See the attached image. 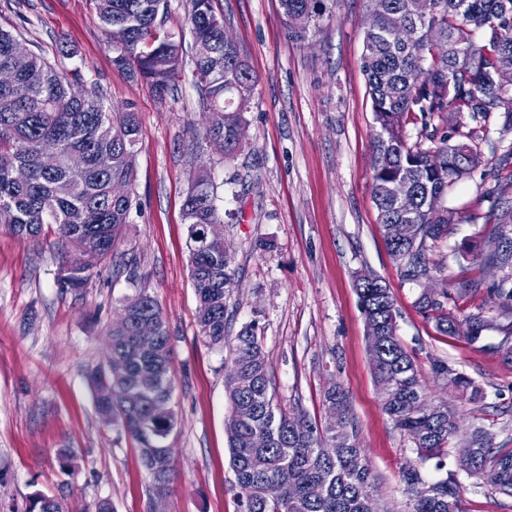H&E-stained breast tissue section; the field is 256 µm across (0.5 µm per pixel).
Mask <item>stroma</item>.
Listing matches in <instances>:
<instances>
[{"label":"stroma","instance_id":"obj_1","mask_svg":"<svg viewBox=\"0 0 512 512\" xmlns=\"http://www.w3.org/2000/svg\"><path fill=\"white\" fill-rule=\"evenodd\" d=\"M224 28L257 79L246 146L226 160L201 131L192 63L175 90L157 96L116 67L94 0H0V26L17 28L30 48L99 86L114 111L132 107L135 206L112 257L84 288L59 287L63 265L53 225L39 237L0 224V512H26L31 497L57 499L65 512L110 499L116 512H240L224 421L225 351L206 346L196 321L183 200L190 173L207 168L217 203L238 212L224 246L240 286L229 300L232 331L263 327L275 403L325 421L332 385L349 401L363 448L391 512L409 508L402 472L416 465L431 482L456 470L457 443L443 460H419L411 440L384 413L355 288L372 274L389 286L398 336L415 360L428 398L448 402L460 435L480 428L497 448H512V320L486 286L500 277L472 261L489 233L494 186L512 187V131L493 113L481 164L448 189L447 239L428 252L424 285L402 281L387 251L371 197L373 117L362 70L370 0H323L309 39L290 38L280 0H220ZM479 278L486 286L445 299L448 312L482 316L477 342L440 334L419 312L423 289ZM155 296L171 336L177 427L174 480L157 498L128 434L104 425L87 374L106 364V330L133 287ZM471 380L478 396L437 378L434 364ZM75 455L63 474L60 449ZM464 512H512V495L463 480Z\"/></svg>","mask_w":512,"mask_h":512}]
</instances>
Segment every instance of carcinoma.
Listing matches in <instances>:
<instances>
[{
  "mask_svg": "<svg viewBox=\"0 0 512 512\" xmlns=\"http://www.w3.org/2000/svg\"><path fill=\"white\" fill-rule=\"evenodd\" d=\"M193 36V79L202 101L204 131L224 139V157L242 151L238 129L247 114L256 78L234 44L224 42V17L217 0H185ZM286 18L302 17V26L288 25L291 38L302 41L310 22L320 17V0H280ZM431 12L420 16L415 0H381V11L365 33L362 69L373 112L371 196L388 251L407 256L402 278L418 282L429 274L430 245L448 236V210L442 200L448 186L481 163L486 121L494 112L504 115L512 130V88H502L499 73L512 69V0H432ZM106 35L114 29L129 32L128 43L112 49L118 67L136 68L160 95L167 94L181 74L184 44L166 29L168 0H94ZM402 14L412 25L413 41L399 44L390 19ZM485 44L478 47L475 36ZM21 34L0 28V69L11 81L0 85V224L17 234L37 236L46 224L56 226L55 245L63 256L95 249L101 259L112 255L115 242L129 223L136 179L134 146L140 135L136 113L113 112L101 94H80L73 81L42 55L32 53L23 63L15 59L14 44ZM449 112L468 113L473 127L465 143L452 144L456 129L439 131L433 124ZM421 124L412 141L404 131L408 117ZM46 149L62 158L83 157L77 168L60 165L47 170ZM26 169L24 182L13 168ZM129 188L124 199L110 193L112 182ZM407 181L414 195L405 204L392 195V186ZM209 171L194 170L187 181L183 205L189 224L190 278L197 299V324L205 343L224 349L228 324L226 299L238 287L232 255L224 241H214L200 253L194 236L204 224L224 223ZM391 224L416 225L414 236L390 237ZM478 261L503 275L492 284L503 311L512 315V199L500 192ZM483 286L480 279L460 280L442 288L441 296L420 295L419 310L434 319L443 335L456 334L457 317L445 311L441 298L448 290L461 298ZM367 335L377 337L370 347L375 380H385L384 411L404 431L417 450L432 458L456 436L455 413L436 411L421 403L425 389L415 361L397 336L398 312L390 288L376 276L357 280ZM128 324L110 326V354L125 360L127 373L114 378L104 369L89 373L97 413L107 426L127 433L138 445L142 465L154 488L169 490L173 481L171 437L177 426L171 405L174 378L170 335L158 300L144 288L124 297ZM142 322H152L158 339L140 347L136 334ZM224 365V389L230 406L225 433L230 465L236 476L240 512H367L366 496L377 492L374 477L356 441V426L348 398L338 386L325 393L336 412V428L324 426L297 409L287 412L269 394L271 377L258 320L242 326L229 347ZM334 443L336 454L328 452ZM459 471L479 482L486 472L497 490L512 495V450L493 446L492 437L474 430L459 448ZM288 470L296 497L282 503L264 497L261 488ZM409 512H463L458 474L433 483L412 466L403 472ZM27 512H63L61 503L34 495Z\"/></svg>",
  "mask_w": 512,
  "mask_h": 512,
  "instance_id": "1",
  "label": "carcinoma"
}]
</instances>
